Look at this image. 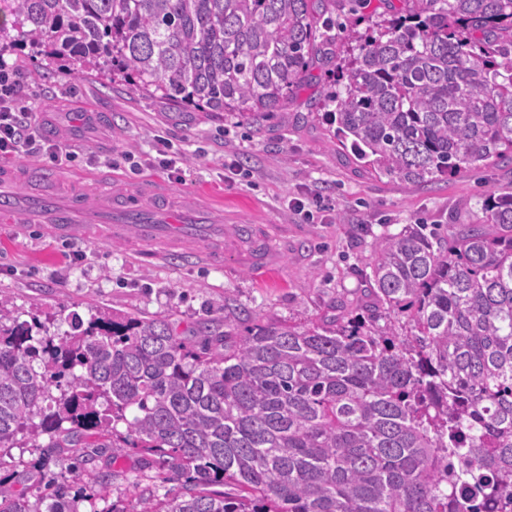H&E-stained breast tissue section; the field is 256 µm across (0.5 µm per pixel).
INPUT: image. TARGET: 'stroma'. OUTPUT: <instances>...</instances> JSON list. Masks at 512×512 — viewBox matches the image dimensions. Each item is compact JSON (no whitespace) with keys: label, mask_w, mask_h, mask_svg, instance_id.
<instances>
[{"label":"stroma","mask_w":512,"mask_h":512,"mask_svg":"<svg viewBox=\"0 0 512 512\" xmlns=\"http://www.w3.org/2000/svg\"><path fill=\"white\" fill-rule=\"evenodd\" d=\"M0 62L32 76L22 108L55 126L76 158L62 161L64 189L87 197L100 190L93 174L111 170L127 191L161 181L170 200L196 196L215 224L250 225L253 240L272 260L253 264L230 243L222 265L201 259L166 263L147 258V243L84 233L60 238L47 224L0 223V293L11 298L19 320L50 317L67 331V318L108 309L158 315L175 323L191 344L225 323L335 315L338 306L366 303L375 238L425 224L447 233L481 218L488 192L512 190V165L490 164L431 183L407 186L357 165L337 145L320 104L333 81L332 64L314 60L310 77L281 109L252 116L202 112L69 70L65 59L32 56L29 46L0 51ZM100 120H92V113ZM168 142L183 182L162 165ZM119 159L108 168L106 157ZM302 202L312 218L294 211ZM48 435L18 438L0 450V496L20 498L39 512L44 488L38 465ZM147 458L136 450L99 459L111 474L112 493L100 512H139L140 495L161 497L168 487L148 477Z\"/></svg>","instance_id":"stroma-1"}]
</instances>
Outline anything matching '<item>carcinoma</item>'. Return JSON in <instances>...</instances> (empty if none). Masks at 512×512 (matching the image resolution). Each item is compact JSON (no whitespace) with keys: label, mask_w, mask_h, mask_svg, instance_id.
Returning <instances> with one entry per match:
<instances>
[{"label":"carcinoma","mask_w":512,"mask_h":512,"mask_svg":"<svg viewBox=\"0 0 512 512\" xmlns=\"http://www.w3.org/2000/svg\"><path fill=\"white\" fill-rule=\"evenodd\" d=\"M334 2L10 0L0 41L261 115L336 42ZM368 22L345 30L324 93L357 163L411 186L512 163V0H402ZM482 211L446 236L376 238L365 313L235 326L199 349L161 317L74 314L52 334L0 296V445L49 436L45 512H80L74 484L112 492L63 448L151 456L179 487L139 512H512V192Z\"/></svg>","instance_id":"1"}]
</instances>
